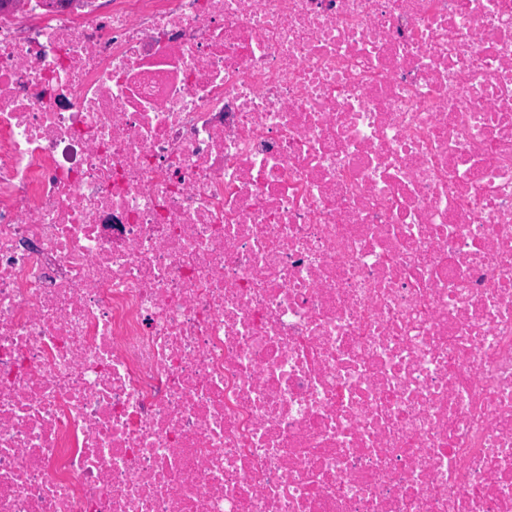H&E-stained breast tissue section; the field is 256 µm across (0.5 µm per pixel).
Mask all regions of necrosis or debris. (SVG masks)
I'll return each mask as SVG.
<instances>
[{"label":"necrosis or debris","instance_id":"4bbe7bcc","mask_svg":"<svg viewBox=\"0 0 512 512\" xmlns=\"http://www.w3.org/2000/svg\"><path fill=\"white\" fill-rule=\"evenodd\" d=\"M0 512H512V0H0Z\"/></svg>","mask_w":512,"mask_h":512}]
</instances>
